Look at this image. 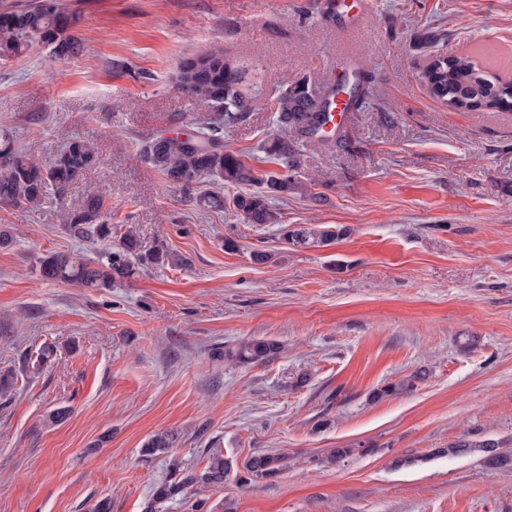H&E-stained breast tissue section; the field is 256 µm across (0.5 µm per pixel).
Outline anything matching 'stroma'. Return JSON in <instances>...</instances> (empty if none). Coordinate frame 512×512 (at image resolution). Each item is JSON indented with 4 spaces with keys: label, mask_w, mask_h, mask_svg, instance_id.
<instances>
[{
    "label": "stroma",
    "mask_w": 512,
    "mask_h": 512,
    "mask_svg": "<svg viewBox=\"0 0 512 512\" xmlns=\"http://www.w3.org/2000/svg\"><path fill=\"white\" fill-rule=\"evenodd\" d=\"M82 49L48 44L0 56V127L43 162L70 139L91 169L39 208H0V512H145L172 464L201 473L210 453L287 455L278 478L189 486L163 512H512V476L461 440L512 450V111H455L420 75L439 54L495 47L512 59V0H371L343 34L317 0H61ZM223 49L265 68L261 94L224 142L260 173L269 104L304 77L359 54L370 93L341 142L306 139L278 202L280 224L341 226L330 245L286 243L279 226L204 211L137 155L184 131L200 109L175 87L184 57ZM105 201L113 235L135 227L188 260L112 289L45 282L39 259L105 249L62 214ZM237 247L228 251L225 239ZM270 254L257 264L253 252ZM251 337L284 345L235 367L215 349ZM57 352L25 372L40 347ZM425 370L413 391H374ZM70 408L54 425L52 410ZM172 448L142 456L154 434ZM351 454L333 462V449Z\"/></svg>",
    "instance_id": "35a3bbf8"
}]
</instances>
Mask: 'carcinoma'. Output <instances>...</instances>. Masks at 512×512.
<instances>
[{"mask_svg": "<svg viewBox=\"0 0 512 512\" xmlns=\"http://www.w3.org/2000/svg\"><path fill=\"white\" fill-rule=\"evenodd\" d=\"M72 20L61 11L57 0H41L23 9L0 11V52L19 54L35 44L56 45L62 54L75 53L80 40L67 34ZM262 67L240 65L224 59L218 49L183 59L177 73L178 88L207 113L194 122L192 131L183 136L148 137L140 141L138 157L164 176L168 186L188 195L196 207L222 209L232 205L235 213L249 224H278L283 238L294 246H327L342 237L346 229L313 224H284L269 205L271 197H285L295 189L288 171L297 166L298 145L303 138H313L322 125L325 108L317 105V93L304 79H298L273 99L277 132L263 144V149L284 169L282 173L255 175L240 156L224 143V127L246 118L259 95ZM429 93L448 107L464 111L475 107L507 109L512 107V82L479 67L465 55L436 56L422 75ZM15 132L0 127V204L36 208L50 193L61 195L95 162V148L80 138L69 141L46 163L32 161L15 147ZM216 186H247L232 200L216 192H195L203 181ZM63 224L77 237L94 235L112 239L103 201L88 198L82 208L65 211ZM185 266L187 259L171 250L164 239L146 249L133 227L126 228L117 244L93 258L69 253L50 252L39 261L43 281L66 282L85 288H112L153 266ZM284 345L271 338H251L218 352L224 361L239 366H257L280 357ZM422 372L379 389L383 398L413 389ZM478 447L486 453L490 468L512 474V450H502L492 442L477 446L462 441L448 447V454H467ZM288 468L287 457L276 453H255L238 464L219 452L209 455L199 475L181 473L172 465L170 478L158 485L148 512H159L169 501L184 497L187 488L197 482L221 489L228 481L246 486L252 482L279 476Z\"/></svg>", "mask_w": 512, "mask_h": 512, "instance_id": "carcinoma-1", "label": "carcinoma"}]
</instances>
